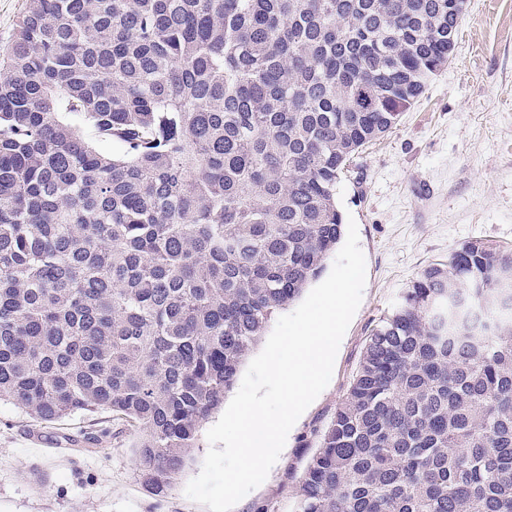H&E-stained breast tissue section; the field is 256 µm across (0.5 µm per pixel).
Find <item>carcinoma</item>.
<instances>
[{"label":"carcinoma","instance_id":"cac0c4a2","mask_svg":"<svg viewBox=\"0 0 512 512\" xmlns=\"http://www.w3.org/2000/svg\"><path fill=\"white\" fill-rule=\"evenodd\" d=\"M459 20L457 0H28L0 53V400L109 412L166 494ZM510 272L481 241L420 272L293 512H512Z\"/></svg>","mask_w":512,"mask_h":512}]
</instances>
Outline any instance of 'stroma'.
Wrapping results in <instances>:
<instances>
[{
	"label": "stroma",
	"mask_w": 512,
	"mask_h": 512,
	"mask_svg": "<svg viewBox=\"0 0 512 512\" xmlns=\"http://www.w3.org/2000/svg\"><path fill=\"white\" fill-rule=\"evenodd\" d=\"M336 199L355 219L365 255L362 301L329 385L289 432L266 480L232 512H292L368 336L425 266L473 240L512 250V0H467L451 62L395 128L355 156ZM42 434L59 446L34 451ZM134 440L105 412L45 422L1 401L0 512H208L184 494L207 439L163 496L139 483Z\"/></svg>",
	"instance_id": "stroma-1"
}]
</instances>
